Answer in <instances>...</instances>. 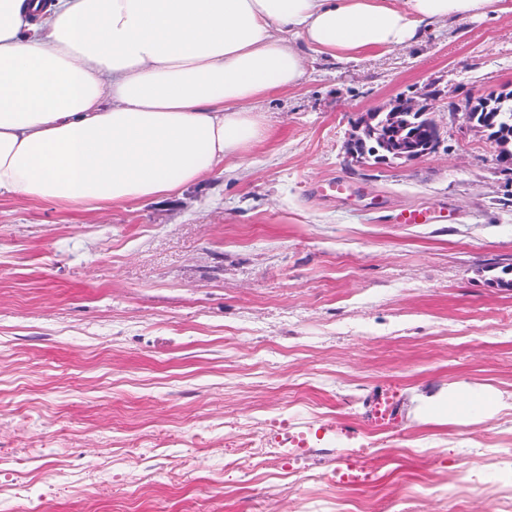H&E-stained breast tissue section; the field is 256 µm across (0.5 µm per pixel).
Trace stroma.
<instances>
[{
	"label": "stroma",
	"mask_w": 512,
	"mask_h": 512,
	"mask_svg": "<svg viewBox=\"0 0 512 512\" xmlns=\"http://www.w3.org/2000/svg\"><path fill=\"white\" fill-rule=\"evenodd\" d=\"M504 6L307 55L252 104L266 137L175 196L0 197V512H512V174L462 114L512 91ZM431 82L436 153L347 160L358 113ZM336 177L361 198L318 192ZM451 391L505 406L430 421ZM446 220L448 215L443 214L442 211L426 208H409L397 215L399 224H442ZM370 424L377 432L387 431L395 427L396 414L392 390L383 389L374 397Z\"/></svg>",
	"instance_id": "35a3bbf8"
}]
</instances>
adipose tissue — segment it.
I'll list each match as a JSON object with an SVG mask.
<instances>
[{
  "label": "adipose tissue",
  "instance_id": "adipose-tissue-1",
  "mask_svg": "<svg viewBox=\"0 0 512 512\" xmlns=\"http://www.w3.org/2000/svg\"><path fill=\"white\" fill-rule=\"evenodd\" d=\"M503 0H0V195L167 196L265 136L304 54L392 49Z\"/></svg>",
  "mask_w": 512,
  "mask_h": 512
}]
</instances>
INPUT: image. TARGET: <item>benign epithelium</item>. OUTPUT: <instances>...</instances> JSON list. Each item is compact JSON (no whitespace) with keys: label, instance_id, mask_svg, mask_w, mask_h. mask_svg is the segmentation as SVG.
<instances>
[{"label":"benign epithelium","instance_id":"obj_1","mask_svg":"<svg viewBox=\"0 0 512 512\" xmlns=\"http://www.w3.org/2000/svg\"><path fill=\"white\" fill-rule=\"evenodd\" d=\"M432 100L431 93L419 99L399 96L382 108L359 115L352 122L346 142L347 158L354 164H364L369 141L376 143L375 151L382 164L408 163L437 152L442 143V126L434 116ZM413 115H427L430 121L406 136V120Z\"/></svg>","mask_w":512,"mask_h":512}]
</instances>
